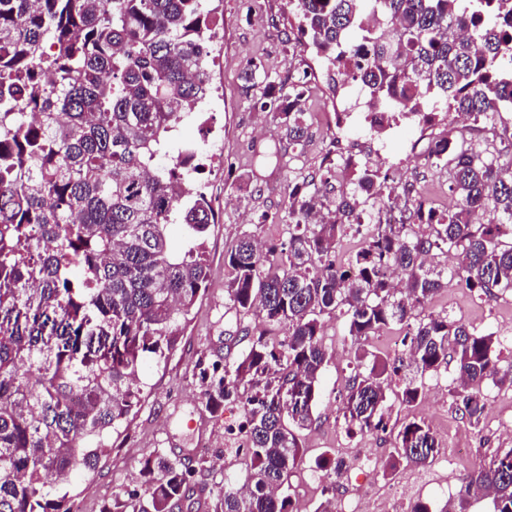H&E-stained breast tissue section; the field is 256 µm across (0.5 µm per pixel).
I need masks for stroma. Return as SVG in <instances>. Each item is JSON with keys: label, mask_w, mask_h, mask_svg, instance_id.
Listing matches in <instances>:
<instances>
[{"label": "stroma", "mask_w": 512, "mask_h": 512, "mask_svg": "<svg viewBox=\"0 0 512 512\" xmlns=\"http://www.w3.org/2000/svg\"><path fill=\"white\" fill-rule=\"evenodd\" d=\"M217 11L219 35L213 44L211 82L221 102L208 112L206 125L194 123L183 131L184 136L199 141L212 128L224 134V168L209 165L204 173L215 212L208 237L210 281L177 350L165 361L152 363L139 405L109 436L95 471L75 479L74 501L83 512H100L105 500L134 489L141 461L158 449L189 461L196 471L181 512H211L212 487L228 477L244 483L246 441L244 436L228 432L242 421V411L235 405L227 407L217 421L203 398L209 379L223 375L225 364L237 357L263 326L258 316L242 317L230 309L225 297L229 269L224 256L245 232H257L268 243L283 238L280 217L294 180L314 181L335 196L348 187V174L325 172L330 135L325 111L332 91L323 68H312L309 53L293 59L288 56V47L299 34L288 0H219ZM251 59L281 81L287 80L289 72L310 71L306 100L310 138L301 156H293L271 114L257 107L259 90H244L241 73ZM396 178L413 181L438 210H450L456 204L448 190L447 174L423 162L405 161ZM432 309L478 331L494 333L501 369L512 368V294L489 297L452 279L437 295ZM322 332L329 356L320 378V400L311 427L301 433V461L283 488L293 512H316L330 493L354 506L361 488L369 482L401 486L407 504L422 503L431 512H441L446 504L456 502L460 482L451 468L439 462L401 467L387 476L379 470L368 476L358 468V460L368 455L388 460L394 435L409 420L435 426L442 445L454 443L469 449L466 466L470 469L488 465L497 454L512 448V435L503 433L501 427L502 420H512V387L490 382L483 386L489 413L476 426L462 417L454 401L438 407L428 393L410 406L390 398V420L385 429L365 432L345 422L339 413L357 370L356 353L369 350L400 360L405 354L403 334L393 328L355 343L346 335L343 319L336 317L325 319ZM337 459L344 461L345 468L339 477L328 478L320 463Z\"/></svg>", "instance_id": "35a3bbf8"}]
</instances>
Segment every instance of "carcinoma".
Masks as SVG:
<instances>
[{"instance_id":"cac0c4a2","label":"carcinoma","mask_w":512,"mask_h":512,"mask_svg":"<svg viewBox=\"0 0 512 512\" xmlns=\"http://www.w3.org/2000/svg\"><path fill=\"white\" fill-rule=\"evenodd\" d=\"M212 0H0V512H71L65 485L91 472L111 432L140 402L143 373L172 353L209 278L214 213L196 181L193 139L173 141L188 105L209 96ZM301 46L331 81L356 79L371 105L455 111L491 122L512 113V0H290ZM373 57L355 61L351 40ZM261 64L242 70L245 90ZM307 81L258 99L289 145L304 148ZM427 165L448 172L456 210L421 195L392 194L372 166L331 196L296 183L288 237L264 246L243 234L224 256L230 305L264 328L204 391L216 415L242 402L247 479L212 492L213 512H291L282 494L297 467V434L311 408L281 404L282 387L319 396L327 349L323 320L345 318L358 341L393 325L418 378L396 394L410 406L419 379L453 365L459 411L482 419V385L512 387L498 367L494 334L428 310L448 276L486 296L512 293V174L474 142L434 140ZM355 240L347 258L338 249ZM452 253L448 273L427 257ZM401 269L405 290L387 270ZM284 330L273 344L268 328ZM359 375L344 418L380 428L399 366L356 354ZM385 469L432 461L438 440L423 423L398 430ZM195 469L156 451L137 488L100 512H172ZM493 495L512 512V449L461 479L457 510Z\"/></svg>"}]
</instances>
